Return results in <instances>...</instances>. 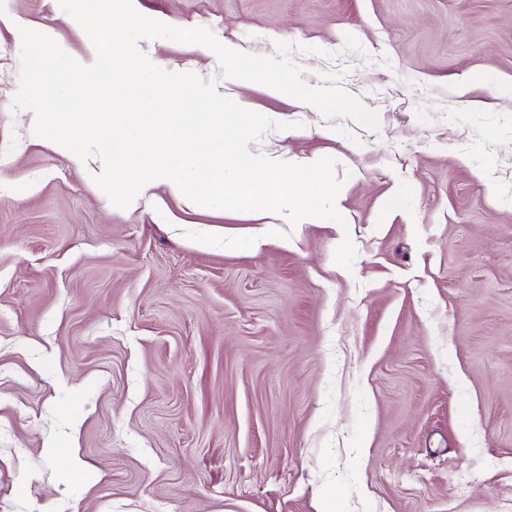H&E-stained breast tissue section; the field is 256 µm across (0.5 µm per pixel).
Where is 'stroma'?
I'll list each match as a JSON object with an SVG mask.
<instances>
[{
  "mask_svg": "<svg viewBox=\"0 0 512 512\" xmlns=\"http://www.w3.org/2000/svg\"><path fill=\"white\" fill-rule=\"evenodd\" d=\"M134 7L297 44L381 126L245 89L291 125L255 151L336 159L345 222L202 246L251 214L162 186L117 208L34 135L8 18L86 45L58 0H0V512H512V93L487 90L512 84V0ZM139 46L238 91L213 52Z\"/></svg>",
  "mask_w": 512,
  "mask_h": 512,
  "instance_id": "stroma-1",
  "label": "stroma"
}]
</instances>
